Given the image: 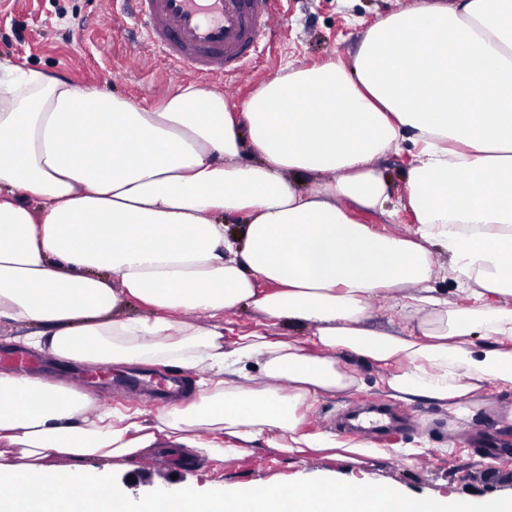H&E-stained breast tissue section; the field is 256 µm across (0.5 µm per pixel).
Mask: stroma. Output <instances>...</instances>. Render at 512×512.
<instances>
[{"mask_svg":"<svg viewBox=\"0 0 512 512\" xmlns=\"http://www.w3.org/2000/svg\"><path fill=\"white\" fill-rule=\"evenodd\" d=\"M419 0H288V25L273 48L239 71L231 82L234 102L246 100L262 83L285 71L287 64H350L365 31L380 18L418 4ZM124 19L110 15L107 0H0V63L36 66L82 87L128 98L144 107L160 106L191 76L161 62L134 66L140 54L126 35ZM414 164L411 143L379 158L376 166L389 184L384 214L361 213L357 219L375 229L409 236L416 221L403 201ZM362 387L350 394L322 396L305 412L309 431L349 434L339 427L343 414L374 403L402 417L400 427L375 436L382 448L396 449L386 459L360 458L352 463L325 453L291 459L272 448L226 460L194 458L192 465L156 454L112 467L113 485L137 498L180 484L207 494L223 486L252 483L285 486L299 478L334 479L337 486L374 482L399 486L406 493L431 499L468 495L499 498L512 495V457L482 452L478 443L490 429L512 440V390L484 388L479 408L460 419L437 404H405L377 388L381 369L358 368Z\"/></svg>","mask_w":512,"mask_h":512,"instance_id":"1","label":"stroma"}]
</instances>
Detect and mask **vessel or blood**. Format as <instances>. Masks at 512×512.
<instances>
[{"instance_id":"1","label":"vessel or blood","mask_w":512,"mask_h":512,"mask_svg":"<svg viewBox=\"0 0 512 512\" xmlns=\"http://www.w3.org/2000/svg\"><path fill=\"white\" fill-rule=\"evenodd\" d=\"M279 0H112L138 28L150 54L203 81L228 80L270 46L284 21ZM159 407L181 390L153 382Z\"/></svg>"}]
</instances>
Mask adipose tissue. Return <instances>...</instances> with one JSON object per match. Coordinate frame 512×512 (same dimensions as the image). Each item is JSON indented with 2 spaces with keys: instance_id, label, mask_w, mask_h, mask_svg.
I'll use <instances>...</instances> for the list:
<instances>
[{
  "instance_id": "obj_1",
  "label": "adipose tissue",
  "mask_w": 512,
  "mask_h": 512,
  "mask_svg": "<svg viewBox=\"0 0 512 512\" xmlns=\"http://www.w3.org/2000/svg\"><path fill=\"white\" fill-rule=\"evenodd\" d=\"M406 140L410 238L353 216L382 210L375 162ZM436 248L470 306L430 288ZM383 292L399 333L367 324ZM244 305L310 326L312 346L258 329L225 345L221 319ZM0 335L64 363L193 377L192 398L150 423L1 370L0 512H512L390 485L340 497L330 479L136 499L91 467L158 446L388 456L301 428L309 401L358 389L361 363L384 369L389 398L465 418L484 385L512 388V0L391 13L352 65L288 66L238 106L190 85L143 108L0 64Z\"/></svg>"
}]
</instances>
